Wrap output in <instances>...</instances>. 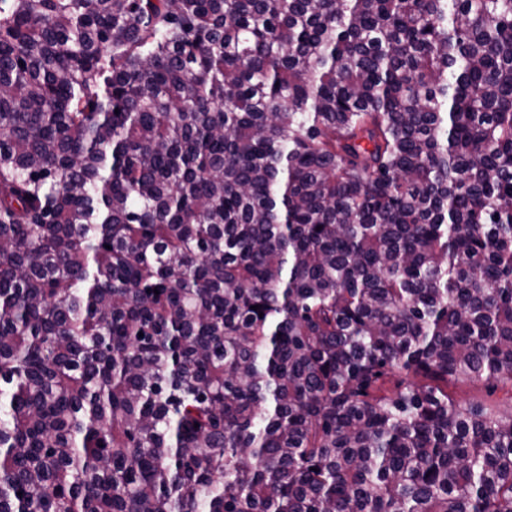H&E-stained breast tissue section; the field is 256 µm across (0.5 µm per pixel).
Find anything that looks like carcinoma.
I'll list each match as a JSON object with an SVG mask.
<instances>
[{
	"instance_id": "carcinoma-1",
	"label": "carcinoma",
	"mask_w": 512,
	"mask_h": 512,
	"mask_svg": "<svg viewBox=\"0 0 512 512\" xmlns=\"http://www.w3.org/2000/svg\"><path fill=\"white\" fill-rule=\"evenodd\" d=\"M0 512H512V0H0Z\"/></svg>"
}]
</instances>
